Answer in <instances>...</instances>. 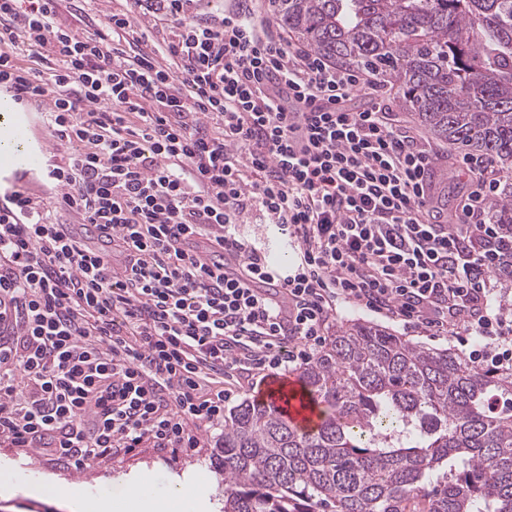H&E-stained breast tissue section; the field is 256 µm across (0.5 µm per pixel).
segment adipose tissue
Returning <instances> with one entry per match:
<instances>
[{"instance_id":"1","label":"adipose tissue","mask_w":512,"mask_h":512,"mask_svg":"<svg viewBox=\"0 0 512 512\" xmlns=\"http://www.w3.org/2000/svg\"><path fill=\"white\" fill-rule=\"evenodd\" d=\"M51 490L54 496L70 505V512H112V500L103 496L89 495L83 486L63 479H40L35 482H21L11 463H0V499L17 496L39 498L44 490Z\"/></svg>"}]
</instances>
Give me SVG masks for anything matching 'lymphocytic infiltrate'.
<instances>
[{
  "mask_svg": "<svg viewBox=\"0 0 512 512\" xmlns=\"http://www.w3.org/2000/svg\"><path fill=\"white\" fill-rule=\"evenodd\" d=\"M189 2L126 0L80 33L64 0H0V85L48 101L79 147L50 172L57 204L113 244L89 248L26 192L0 204V446L74 470L200 447L225 384L309 362L343 304L461 323L470 363L512 373L495 173L466 159L471 190L441 221L430 155L377 74L293 47L252 0L207 19ZM147 15L172 38L133 36ZM250 223L279 227L290 273L241 240Z\"/></svg>",
  "mask_w": 512,
  "mask_h": 512,
  "instance_id": "f902f5d3",
  "label": "lymphocytic infiltrate"
}]
</instances>
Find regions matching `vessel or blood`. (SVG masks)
<instances>
[{
  "label": "vessel or blood",
  "mask_w": 512,
  "mask_h": 512,
  "mask_svg": "<svg viewBox=\"0 0 512 512\" xmlns=\"http://www.w3.org/2000/svg\"><path fill=\"white\" fill-rule=\"evenodd\" d=\"M0 127L7 129L10 139L16 143L7 157H0V187H5L16 176L42 170L51 142L45 136L34 134L35 122L28 112L1 114ZM259 397L305 430L315 429L320 422L317 408L297 379L273 378L260 391Z\"/></svg>",
  "instance_id": "obj_1"
}]
</instances>
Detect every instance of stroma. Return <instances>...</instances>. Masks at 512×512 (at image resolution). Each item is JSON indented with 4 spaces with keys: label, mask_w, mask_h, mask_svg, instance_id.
<instances>
[{
    "label": "stroma",
    "mask_w": 512,
    "mask_h": 512,
    "mask_svg": "<svg viewBox=\"0 0 512 512\" xmlns=\"http://www.w3.org/2000/svg\"><path fill=\"white\" fill-rule=\"evenodd\" d=\"M397 115L417 134L421 145L432 156L433 204L443 212H454L468 188V176L464 170V153L456 146L438 141L418 125L410 112L398 110ZM241 238L249 245L272 255V265L277 272L292 268L296 261L295 252L285 251L282 258H274L277 247H284L285 237L277 226L272 224H244L240 227ZM378 324L392 333L409 339L428 348H448L458 350L455 339L456 327H449L447 335L434 336L432 328L391 320L365 309L343 306L335 320L326 328V335H334L336 330L349 321ZM222 433L221 428H203L200 437L202 447L183 449L178 455L159 454L151 448H138L132 452L119 453L112 458L100 461L90 468L76 471L59 464L48 463L38 452L27 454L12 448L0 447V459L17 463L24 478L33 479L52 474L70 482L83 485L95 496L111 497L115 508H122L126 486L135 477L149 479L153 497H167L174 479L184 476L201 477L209 488L207 500L190 498L174 505L172 512H220L223 505L224 477L215 468V442Z\"/></svg>",
    "instance_id": "35a3bbf8"
}]
</instances>
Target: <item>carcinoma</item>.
Returning a JSON list of instances; mask_svg holds the SVG:
<instances>
[{"label":"carcinoma","instance_id":"carcinoma-1","mask_svg":"<svg viewBox=\"0 0 512 512\" xmlns=\"http://www.w3.org/2000/svg\"><path fill=\"white\" fill-rule=\"evenodd\" d=\"M320 57L384 75L440 141L512 165V0H271ZM512 225V193L493 199ZM324 412L301 433L238 405L215 443L221 512H512V374L363 323L298 373Z\"/></svg>","mask_w":512,"mask_h":512}]
</instances>
